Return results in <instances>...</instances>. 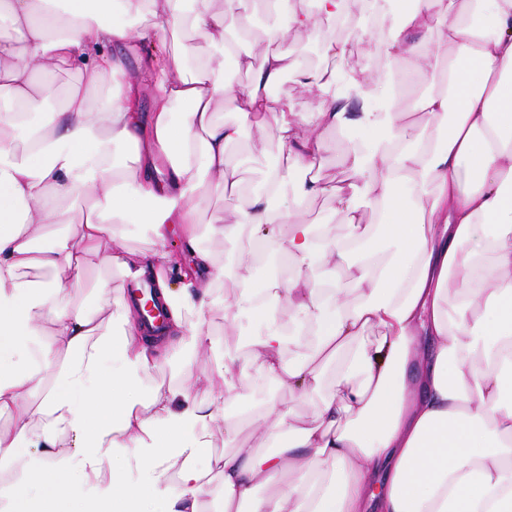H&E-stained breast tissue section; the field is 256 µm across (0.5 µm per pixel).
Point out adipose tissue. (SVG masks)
<instances>
[{
    "mask_svg": "<svg viewBox=\"0 0 512 512\" xmlns=\"http://www.w3.org/2000/svg\"><path fill=\"white\" fill-rule=\"evenodd\" d=\"M243 0H0V512H512V0H391L370 25L387 64L439 74L412 109L352 110L324 100L310 117L274 97L286 76L323 87L331 74L280 47L287 30L320 35L346 0H264L287 15L261 53L239 50L229 18ZM190 5L210 48L161 57ZM422 31L423 42L411 34ZM140 43L155 80L150 111L127 80L115 43ZM69 67L74 80L45 111L39 74ZM247 72L234 89L225 70ZM109 87L102 111L89 91ZM242 123L218 122L220 99ZM181 119H174V105ZM279 132L281 156L233 221L210 236L242 242L232 307L213 288L224 268L196 246L208 192L242 191L227 148L242 124ZM359 127L377 141L344 160L336 183L311 177L324 131ZM334 199L349 227L332 235L273 211L284 194ZM90 208L65 230L64 202ZM372 208L373 223L364 210ZM146 226L149 257L116 246L114 224ZM284 224L288 236L274 237ZM192 270L172 284L171 233ZM382 249L369 250L371 240ZM149 281L169 312L167 336L186 350L210 339L191 313L245 314L262 331L251 345L264 369L300 398L311 421L269 404L260 445L203 455L232 399L161 385L140 397L138 376L158 364L135 304L99 279L94 306L60 302L85 285L89 259ZM465 288L453 289L454 279ZM359 293L348 304L346 288ZM287 301L295 335L312 351L284 365ZM337 394L318 397L328 366ZM133 452L139 483L116 447ZM277 493L258 483L282 473Z\"/></svg>",
    "mask_w": 512,
    "mask_h": 512,
    "instance_id": "1",
    "label": "adipose tissue"
}]
</instances>
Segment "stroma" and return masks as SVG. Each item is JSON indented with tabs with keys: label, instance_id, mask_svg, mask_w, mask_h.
<instances>
[{
	"label": "stroma",
	"instance_id": "35a3bbf8",
	"mask_svg": "<svg viewBox=\"0 0 512 512\" xmlns=\"http://www.w3.org/2000/svg\"><path fill=\"white\" fill-rule=\"evenodd\" d=\"M375 34L369 33L350 45L346 57L338 62L325 60L318 37L303 34L296 35L293 40L294 50L300 51L304 59L315 67L332 68L336 71V80L324 89H306L297 84L292 78H283L273 89L274 95L291 102L295 111L305 112L315 106L320 99L347 97L348 79L351 75L366 71L373 75H383L386 66L376 50ZM368 134L362 130L348 128L328 131L326 138L328 148L323 154L319 175L322 179L340 182L346 179L347 172L342 164L346 153L351 151L361 140L367 139ZM279 148V133L277 129H269L264 141H257L250 127H243L241 139L228 148L231 164L239 169L241 178L246 185H253L262 179L265 163L276 157ZM279 208L291 209L293 218L305 224H324L335 234L346 231L343 215L336 208L335 202L327 197H315L293 205L290 198H282ZM197 246L210 252L218 263L223 264L226 275L222 283L215 288L216 295L224 297L226 302H233L237 290L231 270L234 266L239 244L235 241H224L209 236L207 231H200ZM212 340V350L188 357L187 366H180L172 361L144 373L141 379L142 389H150L157 385L194 388L198 396L208 395L211 388L223 387L224 382L217 376V364L223 354L229 353L234 357L231 366L233 371L234 403L225 408L224 426L215 428L212 436V449L215 452L230 453L242 443L251 441L253 427L249 420L240 418V409L251 411L261 410L265 403L279 402L290 407L299 419L310 421L312 406L310 401L298 399L289 395L287 389L274 387L266 397H259L255 381L266 374L260 360L252 349L242 345L244 336L254 334L258 325L252 321L226 322L224 313L215 310L206 315L204 326ZM212 376V385H203L205 376Z\"/></svg>",
	"mask_w": 512,
	"mask_h": 512
}]
</instances>
